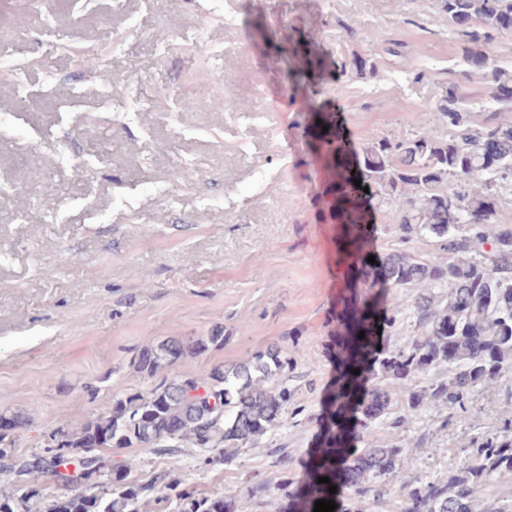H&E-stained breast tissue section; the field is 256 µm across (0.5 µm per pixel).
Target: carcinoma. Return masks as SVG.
Segmentation results:
<instances>
[{
	"label": "carcinoma",
	"instance_id": "carcinoma-1",
	"mask_svg": "<svg viewBox=\"0 0 512 512\" xmlns=\"http://www.w3.org/2000/svg\"><path fill=\"white\" fill-rule=\"evenodd\" d=\"M440 2L469 66L462 76L475 67L489 79L481 125L472 123V106L450 82L425 108L441 134L381 138L358 152L320 98L321 75L338 63L313 40L301 54L279 50L287 86L306 100L311 158L328 174L318 197L329 223L340 227L344 246L359 257L347 287L361 282L398 289L381 312L373 302L345 305L338 323V390L324 404L326 428L294 512H314L316 501L336 500L328 488L340 482L353 500L340 512H363L360 504L381 501L387 480L403 490L399 512H477L474 502L484 487L512 478V417L473 435L464 446L465 461L442 481L411 480L413 459L400 446L373 438L377 426L402 429L430 404L460 417L478 389L495 387L512 374V224L499 219V192L512 188V121L502 117L512 110V64L485 54L512 31V0ZM338 65L361 75L375 72L357 55ZM368 185L375 192L367 198ZM377 210L395 224L401 247L373 265L367 258ZM421 238L430 239L448 261L417 253L414 242ZM407 313L416 334L393 349L377 348V327H392ZM223 344L224 331L216 327L190 344L169 338L145 347L135 367L149 379L159 378L157 383L58 428L39 451L17 446L26 417L1 413L0 473L9 477L11 490L0 492V512H236L231 496L207 495L168 473L142 483L136 458L114 461L108 455L114 448L161 456L196 448L205 466L230 464L241 450L301 414L288 389L291 361L279 346L229 368L166 374L182 358ZM355 435L366 439V448L351 460L347 445ZM88 472L99 476L92 493L80 481ZM320 477L330 483L318 482Z\"/></svg>",
	"mask_w": 512,
	"mask_h": 512
}]
</instances>
